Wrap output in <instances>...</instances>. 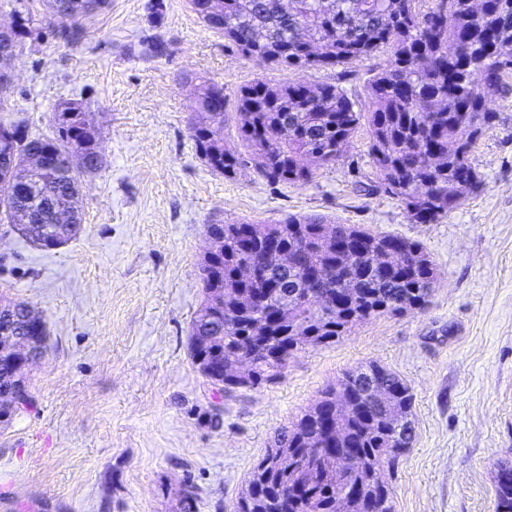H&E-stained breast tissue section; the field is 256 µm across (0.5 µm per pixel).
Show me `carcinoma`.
Segmentation results:
<instances>
[{
    "label": "carcinoma",
    "mask_w": 512,
    "mask_h": 512,
    "mask_svg": "<svg viewBox=\"0 0 512 512\" xmlns=\"http://www.w3.org/2000/svg\"><path fill=\"white\" fill-rule=\"evenodd\" d=\"M224 0L227 46L243 55L286 69L336 68L366 60L384 48L386 61L371 69L366 102L352 97L341 83L271 85L261 79L241 88L237 98V133L256 172L271 183H305L313 169L336 161L355 131L368 126V156L377 188L401 199L417 224H432L457 208L481 186L471 161L474 146L497 113L491 103L506 93L512 64L511 33L494 24L512 20V0H453L454 9L438 26H426L444 0ZM22 39L35 24L26 4L14 11ZM81 17L57 20V34L76 42ZM464 57L448 58V46ZM497 75L493 83L487 74ZM54 112L50 135H32L25 120H5L13 144L24 151L65 152L81 146L93 127L92 114L80 108L68 117L71 103ZM195 152L213 172L228 178L241 166L238 155L224 149V103L191 108ZM75 175L59 168L45 177L38 194L69 185ZM207 234L219 244L217 263L200 267L204 298L191 327L194 363L209 373L213 385L231 395L276 382L288 362L307 347L331 346L366 320L425 309L438 269L423 247L401 236L373 232L355 224H332L321 216L289 215L275 224H209ZM275 240L296 256L282 266L264 258L266 242ZM268 270L259 280L244 278L248 263ZM334 294L333 307L304 302V283ZM288 298V312L272 301ZM20 335L44 344L46 326L26 321ZM247 373L237 363L248 355ZM381 380L389 392H368L369 379ZM341 403L349 410L347 430L327 431L330 413ZM410 386L386 367L369 363L347 372L338 386L295 422L275 432L273 444L254 465L247 480L248 500L236 512H283L288 486L300 491L289 512H336V500L349 484L361 483L362 498L345 512H393L389 486L370 481L364 470L348 464L356 455L367 464L389 466L411 442L412 425L402 431L397 417L411 415ZM496 512H512V462L497 466Z\"/></svg>",
    "instance_id": "1"
}]
</instances>
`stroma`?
Wrapping results in <instances>:
<instances>
[{"instance_id": "obj_1", "label": "stroma", "mask_w": 512, "mask_h": 512, "mask_svg": "<svg viewBox=\"0 0 512 512\" xmlns=\"http://www.w3.org/2000/svg\"><path fill=\"white\" fill-rule=\"evenodd\" d=\"M108 0L79 42L42 33L5 51L13 85L0 115L50 133L59 101L82 100L103 143L82 175L76 238L31 246L0 222V299L35 307L47 346L28 373L30 405L0 425V512H235L274 431L345 371L379 363L410 385L414 439L385 474L394 512H495L499 460H512V91L472 160L482 184L433 224L376 190L359 129L304 184L235 178L198 158L188 121L195 85L222 84L224 146L237 137L241 87L343 81L363 97L373 58L335 70L273 68L224 45L188 0ZM161 39L162 57L145 45ZM323 215L420 243L438 281L421 312L385 316L335 345L296 354L275 384L219 394L193 365L189 331L210 224Z\"/></svg>"}]
</instances>
